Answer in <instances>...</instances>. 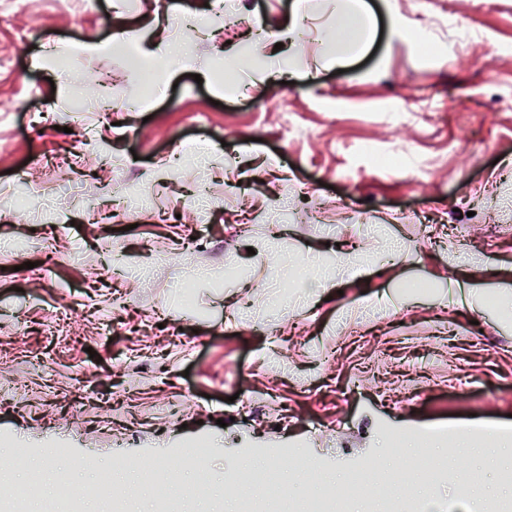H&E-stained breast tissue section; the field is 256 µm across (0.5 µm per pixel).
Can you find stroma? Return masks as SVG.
<instances>
[{
    "label": "stroma",
    "instance_id": "35a3bbf8",
    "mask_svg": "<svg viewBox=\"0 0 512 512\" xmlns=\"http://www.w3.org/2000/svg\"><path fill=\"white\" fill-rule=\"evenodd\" d=\"M205 2L42 0L0 21V453L27 449L45 473L64 446L78 484L122 456V512H236L327 484L371 512L353 493L365 464L404 503L512 502V459L405 445L475 421L512 434V312L494 294L461 308L450 288L470 253L512 290V0H364L383 34L340 70L319 65L336 0H237L227 31ZM128 44L176 53L135 112ZM288 59L291 85L260 84ZM84 84L109 111L80 103ZM48 104L56 126H32ZM197 139L212 149L202 219L182 207L194 167L170 163ZM75 151L74 170L29 164ZM116 241L131 273L107 286ZM340 247L375 263L339 294L308 287L301 268ZM49 250L45 284L28 266ZM81 293L82 345L55 355L45 326ZM198 440L209 454L180 470ZM144 459L169 489L149 488Z\"/></svg>",
    "mask_w": 512,
    "mask_h": 512
}]
</instances>
